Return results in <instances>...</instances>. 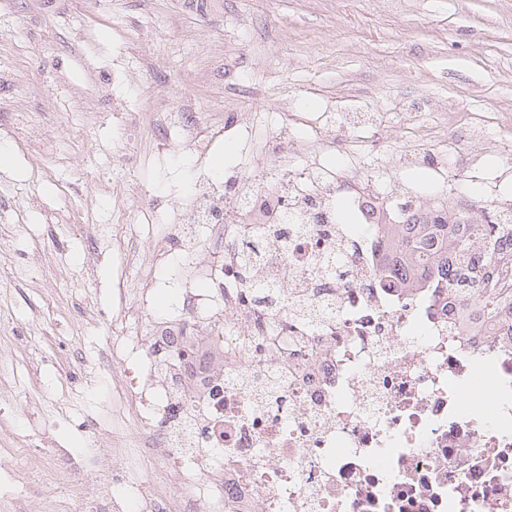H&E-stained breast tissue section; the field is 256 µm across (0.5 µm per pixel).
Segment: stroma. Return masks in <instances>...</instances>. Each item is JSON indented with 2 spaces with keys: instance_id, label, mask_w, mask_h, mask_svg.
<instances>
[{
  "instance_id": "obj_1",
  "label": "stroma",
  "mask_w": 512,
  "mask_h": 512,
  "mask_svg": "<svg viewBox=\"0 0 512 512\" xmlns=\"http://www.w3.org/2000/svg\"><path fill=\"white\" fill-rule=\"evenodd\" d=\"M185 0H0V63L21 79L16 103L0 104V512H37L60 484L22 487L13 463L30 445L61 448L85 485L101 476L85 450L103 425L112 380L89 362L112 326L116 281L159 280L142 319L181 292L175 268H158L149 243L112 251L115 201L104 182L135 177L148 192L184 203L195 178L190 155L154 161L153 121L190 95L200 121L227 112L314 110L335 102L337 132L357 141L356 160L395 204L434 205L449 188L408 162L419 129L478 150L474 182L459 196L481 205L480 186L512 199V0H221L208 12ZM91 37H83V30ZM252 82L246 96L228 83ZM378 116L379 141L347 129L348 112ZM471 124L490 143L472 147ZM50 138L36 155L30 133Z\"/></svg>"
}]
</instances>
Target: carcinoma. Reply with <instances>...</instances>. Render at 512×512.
<instances>
[{
  "instance_id": "1",
  "label": "carcinoma",
  "mask_w": 512,
  "mask_h": 512,
  "mask_svg": "<svg viewBox=\"0 0 512 512\" xmlns=\"http://www.w3.org/2000/svg\"><path fill=\"white\" fill-rule=\"evenodd\" d=\"M486 208L423 209L416 218L405 217L384 225L390 250L383 275L386 288H443L448 298L478 303L487 316L507 323L512 330V206L488 219ZM257 238L245 242L240 266L252 269L263 259ZM294 318L315 324L321 310L283 298Z\"/></svg>"
}]
</instances>
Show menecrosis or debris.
<instances>
[{
  "instance_id": "1",
  "label": "necrosis or debris",
  "mask_w": 512,
  "mask_h": 512,
  "mask_svg": "<svg viewBox=\"0 0 512 512\" xmlns=\"http://www.w3.org/2000/svg\"><path fill=\"white\" fill-rule=\"evenodd\" d=\"M260 123L206 124L184 103L157 138L162 155L202 160ZM335 125L332 105L309 121L282 113L251 179L203 175L185 206L150 204L144 222L164 225L152 256L181 274V303L145 334L103 337L123 427L94 463L128 469L120 485L77 489L69 512H512V347L493 350L479 305L380 284L389 206L328 162ZM342 191L350 224L336 219ZM257 233L262 279L332 300L318 330L251 289L238 257ZM338 252L344 273L324 276Z\"/></svg>"
}]
</instances>
